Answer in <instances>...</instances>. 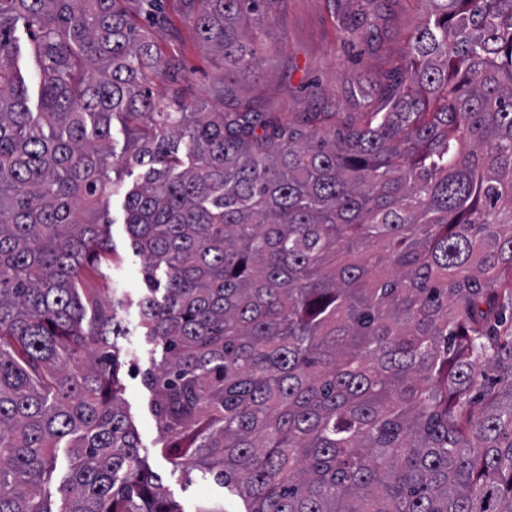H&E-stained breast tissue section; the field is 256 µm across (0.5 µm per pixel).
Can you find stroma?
Wrapping results in <instances>:
<instances>
[{
    "instance_id": "1",
    "label": "stroma",
    "mask_w": 512,
    "mask_h": 512,
    "mask_svg": "<svg viewBox=\"0 0 512 512\" xmlns=\"http://www.w3.org/2000/svg\"><path fill=\"white\" fill-rule=\"evenodd\" d=\"M422 10L420 0H273L269 13L252 27L262 44V65L236 76L232 96L261 112L356 114L360 103L346 96L347 85L388 72L406 48L405 31ZM356 12L372 18L373 44L342 29L341 19ZM163 13V21L149 27L156 51L162 59L179 62L181 81L191 98L212 96L224 76L222 61L184 22L180 0H163ZM106 206L111 219L109 254L87 285L120 301L117 312L125 333L113 337L112 343L122 363L124 408L137 432L140 453L183 512H196L204 499L223 502L225 512H241L242 502L229 489L175 463L162 449L153 395L141 381L142 373L162 358L161 345L146 336L140 325L144 261L127 232L123 196L109 197Z\"/></svg>"
}]
</instances>
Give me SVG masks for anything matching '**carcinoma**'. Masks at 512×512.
Listing matches in <instances>:
<instances>
[{"label":"carcinoma","instance_id":"obj_1","mask_svg":"<svg viewBox=\"0 0 512 512\" xmlns=\"http://www.w3.org/2000/svg\"><path fill=\"white\" fill-rule=\"evenodd\" d=\"M420 2L337 121L187 103L136 21L160 0H0V512H182L122 405L116 304L82 287L115 118L147 167L125 224L167 453L246 512H512V0ZM268 9L181 0L226 74L258 65L243 21ZM19 45L18 65L22 75L26 79L30 87V106L35 109L37 105V84H38V68L30 49V41L26 34L22 23L18 24L16 32ZM69 465V457L67 448H59L58 457H57V466L54 476L51 480L46 481L42 485V489L45 495L51 496L52 501L56 503H60L61 495L58 491V487L62 478L68 468Z\"/></svg>","mask_w":512,"mask_h":512}]
</instances>
